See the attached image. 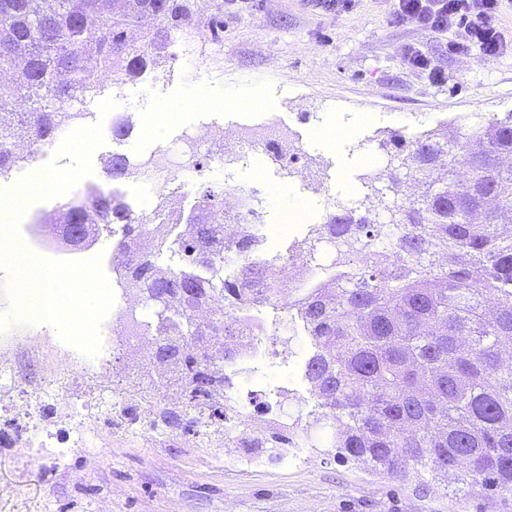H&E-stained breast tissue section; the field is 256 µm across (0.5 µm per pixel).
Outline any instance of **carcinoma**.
<instances>
[{
  "instance_id": "obj_1",
  "label": "carcinoma",
  "mask_w": 512,
  "mask_h": 512,
  "mask_svg": "<svg viewBox=\"0 0 512 512\" xmlns=\"http://www.w3.org/2000/svg\"><path fill=\"white\" fill-rule=\"evenodd\" d=\"M196 0H0V176L18 162L14 132L46 144L62 130L61 107L74 87L87 90L117 77L134 82L163 64L196 14ZM481 144L482 167L460 185L455 165L468 153L425 133L402 159L414 192L401 218L375 224L342 208L314 227L304 250L340 247L336 261L296 289L283 305L277 332L305 338L303 377L314 404L295 419L300 447L362 464L402 486L448 485L468 501L512 495V113L469 117ZM128 157L106 169L126 175ZM190 211L218 228L224 190L198 177ZM258 210L252 233L207 260L198 257L196 224L183 221L159 237L148 255L123 269L127 284L154 305L144 333L155 337V360L179 374L184 401L156 404L155 418L171 430L204 419L243 417L248 404L233 394V378L209 374L201 336H239L254 326L251 294L264 286L277 301L270 260L254 261L263 235ZM68 223L130 236L137 218L111 192L94 190L70 207ZM182 265L162 268L159 256ZM218 396L195 411L200 396Z\"/></svg>"
}]
</instances>
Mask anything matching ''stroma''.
<instances>
[{
	"mask_svg": "<svg viewBox=\"0 0 512 512\" xmlns=\"http://www.w3.org/2000/svg\"><path fill=\"white\" fill-rule=\"evenodd\" d=\"M198 2L202 11L196 23L204 33L197 38L196 60L164 64L156 90L133 84L130 101L98 113L103 142L92 154V173L64 194V202L101 189L145 210L190 205L194 176L175 175L148 193L130 179L112 178L105 162L116 153L133 158L154 152L183 127H208L215 141L231 138L240 122L234 110L187 112L180 127L159 138L145 136L137 124L128 136H113L118 116L138 117L152 111L157 100L186 98L203 88L227 96L258 90L275 101L278 118L295 134L285 149L291 157L287 164L267 149L251 152L244 163L232 154L222 162L204 158L209 181L258 201L265 224L303 201L312 223H324L330 199L344 207L363 201L372 219L386 221L388 208L402 206L405 198L388 180L361 183L368 171L364 153L375 154L382 169L389 158L383 143L391 131H401L409 141L428 131H447L465 144L469 115L512 111V53L483 61L449 52L447 36L394 21L388 0H360L357 10L346 14L329 10L321 0H239L225 9L220 32L210 23L220 0ZM408 44L434 61L442 81L402 63L400 51ZM330 120L352 125V140L331 147L314 139L312 128ZM41 207L40 200H32L17 224L28 251L53 261L97 257L105 278L113 277L112 249L123 235L121 225L72 251L38 237ZM156 371L151 356L131 345L118 353L112 381L120 388H145L162 401L166 391ZM230 460L227 449L204 447L176 431L159 444L116 436L99 448L73 449L64 468L24 469L1 440L0 512H97L99 501L115 487L122 494L111 498L112 512H170L175 505L181 512H512V498L479 497L461 507L443 487L405 488L365 466L327 459L309 448L291 447L280 456L265 448L237 467Z\"/></svg>",
	"mask_w": 512,
	"mask_h": 512,
	"instance_id": "35a3bbf8",
	"label": "stroma"
}]
</instances>
